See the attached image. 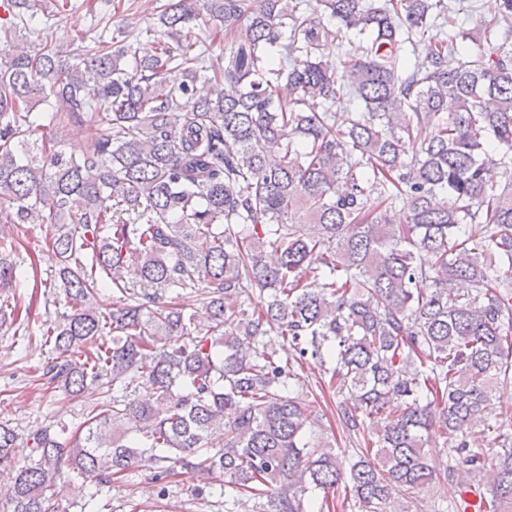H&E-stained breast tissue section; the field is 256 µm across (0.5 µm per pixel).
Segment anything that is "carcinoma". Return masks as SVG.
<instances>
[{
	"instance_id": "carcinoma-1",
	"label": "carcinoma",
	"mask_w": 512,
	"mask_h": 512,
	"mask_svg": "<svg viewBox=\"0 0 512 512\" xmlns=\"http://www.w3.org/2000/svg\"><path fill=\"white\" fill-rule=\"evenodd\" d=\"M316 2L308 13L299 0H166L145 31L155 54L141 58L129 31L68 52L0 42V222L50 225L53 287L70 307L48 333L56 357L43 377L73 395L112 389L82 436L20 434L0 418V464L26 450L0 512H67L61 480H118L145 456L158 481L178 467L219 475L265 499L264 512H328L339 490L345 512H418L420 487L441 478L458 499L433 512H468L469 495L475 512H512V425L483 421L485 447L472 446L512 381V282L493 276L512 268V179L489 178L512 171V0L467 54L458 39L473 36L450 30L446 0ZM43 3L3 6L23 31ZM206 15L229 47L199 97L192 30ZM346 31L365 46L336 67L325 49ZM345 95L363 108L331 111ZM50 101L52 121L102 127L82 162L34 152L35 108ZM402 196L411 209L397 224ZM15 272L0 243V288ZM309 275L323 287H304ZM106 278L121 296L103 313ZM138 285L180 292L163 302ZM198 301L208 326L187 312ZM273 334L291 357H277ZM308 356L343 397L348 435L382 420L375 453L340 456L305 431L287 389Z\"/></svg>"
}]
</instances>
